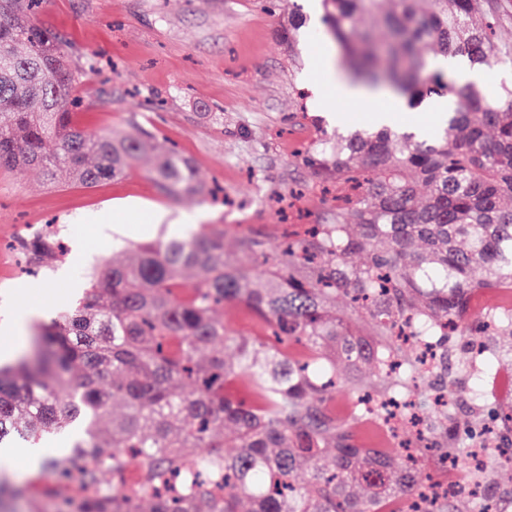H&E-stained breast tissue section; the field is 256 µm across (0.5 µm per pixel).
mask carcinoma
<instances>
[{
  "mask_svg": "<svg viewBox=\"0 0 512 512\" xmlns=\"http://www.w3.org/2000/svg\"><path fill=\"white\" fill-rule=\"evenodd\" d=\"M43 0H0V166L69 174L92 188L121 178L145 155L163 190L196 189L189 160L152 137L88 134L72 121L87 69L71 64L56 35L37 23ZM324 35L346 75L374 90L414 101L429 64L425 51L494 72L512 66V0H322ZM373 17L382 37L359 27ZM301 9L278 31L299 64ZM443 132L434 137L384 128L321 130L307 153L314 178L336 186V222L313 224L279 246L261 276L224 254V229L138 243L124 258L88 273L72 313L37 325L43 350L34 362L0 368V446L38 444L67 430L68 454L53 459L57 483L87 496L61 497L64 512H382L384 502L419 488L424 454L454 461L462 400L431 411L415 454L363 448L356 428L381 419L404 395H460L452 362L424 369L393 339L410 320L418 336L508 337L512 309L472 313L471 297L512 288V81L490 93L456 83ZM241 251L268 264L265 242ZM365 313V332L336 311V296ZM247 304L271 335H226L214 310ZM376 369L361 376L364 365ZM240 378L253 400L225 392ZM348 415L332 408L336 390ZM499 447L512 451V412L500 414ZM190 448H204L196 455ZM136 467L138 489L103 487ZM424 512H469L464 498H434Z\"/></svg>",
  "mask_w": 512,
  "mask_h": 512,
  "instance_id": "carcinoma-1",
  "label": "carcinoma"
}]
</instances>
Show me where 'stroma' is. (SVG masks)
I'll return each instance as SVG.
<instances>
[{"mask_svg":"<svg viewBox=\"0 0 512 512\" xmlns=\"http://www.w3.org/2000/svg\"><path fill=\"white\" fill-rule=\"evenodd\" d=\"M294 0H46L44 27L67 44L75 62L95 56L79 89L74 123L89 133L150 132L158 145L186 157L205 192L192 201L164 193L144 157L124 177L92 188L55 180L38 170L0 167V355L27 351L31 330H12L21 310L40 320L71 311L94 265L136 242L224 227L229 255L244 237L262 236L276 258L285 223L329 224L333 207L320 191L287 205L292 190L314 181L302 150L318 128L335 130L319 107L327 89V60L335 55L322 25L298 35L300 66L276 30ZM131 204L122 232L101 235L100 222ZM167 213L165 222L151 219ZM42 225L57 234L48 261L21 251L18 230ZM0 469V512H58L55 477L31 449Z\"/></svg>","mask_w":512,"mask_h":512,"instance_id":"1","label":"stroma"}]
</instances>
